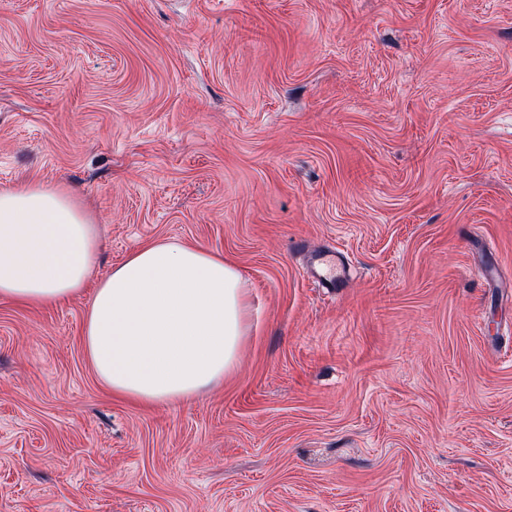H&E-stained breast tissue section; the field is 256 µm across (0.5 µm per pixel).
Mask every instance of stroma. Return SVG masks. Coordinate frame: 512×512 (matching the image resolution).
<instances>
[{
  "label": "stroma",
  "instance_id": "obj_1",
  "mask_svg": "<svg viewBox=\"0 0 512 512\" xmlns=\"http://www.w3.org/2000/svg\"><path fill=\"white\" fill-rule=\"evenodd\" d=\"M223 253L234 372L112 398L0 298V512H512V0H0V188ZM340 252L335 294L305 274Z\"/></svg>",
  "mask_w": 512,
  "mask_h": 512
}]
</instances>
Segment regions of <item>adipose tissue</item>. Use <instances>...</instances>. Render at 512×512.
Wrapping results in <instances>:
<instances>
[{
    "mask_svg": "<svg viewBox=\"0 0 512 512\" xmlns=\"http://www.w3.org/2000/svg\"><path fill=\"white\" fill-rule=\"evenodd\" d=\"M99 243L91 214L66 189H0V297L49 307L86 287ZM249 318L238 268L178 242L136 248L95 288L89 359L113 396L152 405L200 394L230 375Z\"/></svg>",
    "mask_w": 512,
    "mask_h": 512,
    "instance_id": "adipose-tissue-1",
    "label": "adipose tissue"
}]
</instances>
